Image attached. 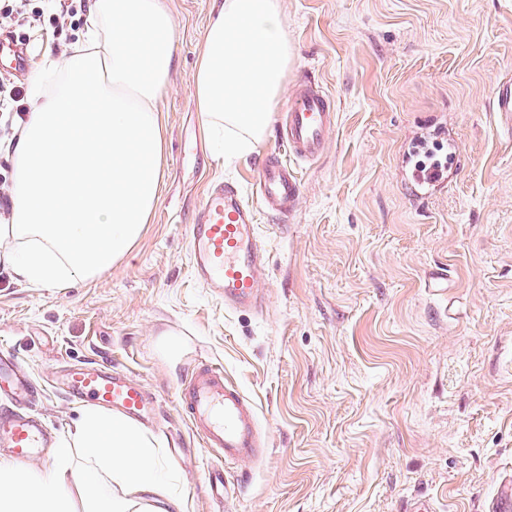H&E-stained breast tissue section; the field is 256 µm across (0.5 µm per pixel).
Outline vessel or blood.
Masks as SVG:
<instances>
[{
    "instance_id": "obj_1",
    "label": "vessel or blood",
    "mask_w": 512,
    "mask_h": 512,
    "mask_svg": "<svg viewBox=\"0 0 512 512\" xmlns=\"http://www.w3.org/2000/svg\"><path fill=\"white\" fill-rule=\"evenodd\" d=\"M492 105L500 119L512 126V83L494 88ZM335 125L336 114L326 91L315 83L298 86L279 132L288 155L268 156L258 166L254 182L258 206L245 203L236 186L221 181L204 197L197 221L188 229L192 268L197 281L223 300L225 309L263 311L261 284L267 264L256 235V209L261 206L280 217L293 211L302 195V182L288 162L320 159ZM58 388L74 402L109 406L139 419L152 418L157 405L142 383L111 366L69 365ZM31 389L21 367L11 358L0 357V390L22 401ZM177 398L195 434L214 453L209 482L214 496L224 499L228 495L225 465L250 462L262 454L256 408L225 381L223 367L209 360L182 382ZM52 442V430L38 420L20 413L0 414V446L8 448L17 463L41 457Z\"/></svg>"
}]
</instances>
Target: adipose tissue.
Here are the masks:
<instances>
[{
  "label": "adipose tissue",
  "instance_id": "adipose-tissue-1",
  "mask_svg": "<svg viewBox=\"0 0 512 512\" xmlns=\"http://www.w3.org/2000/svg\"><path fill=\"white\" fill-rule=\"evenodd\" d=\"M165 0H96L71 54L33 62L35 97L13 149L11 215L0 264L25 283L57 287L111 268L139 238L161 192L164 134L156 109L173 65ZM291 47L278 0H223L204 31L195 98L220 151L243 158L260 144L284 91ZM85 464L74 468L73 449ZM124 495L99 491L102 476ZM186 512L159 441L137 423L86 408L44 472L0 460V512Z\"/></svg>",
  "mask_w": 512,
  "mask_h": 512
}]
</instances>
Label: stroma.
Listing matches in <instances>:
<instances>
[{
    "mask_svg": "<svg viewBox=\"0 0 512 512\" xmlns=\"http://www.w3.org/2000/svg\"><path fill=\"white\" fill-rule=\"evenodd\" d=\"M93 3L74 0L63 31L26 29L0 75L27 86L33 57L63 55ZM166 3L165 166L140 237L108 271L54 288L0 266V350L32 379V413L67 438L84 407L55 392L53 373L108 362L157 398L142 427L188 512H406L419 500L487 512L512 477V130L492 108L495 83L512 78V0H279L293 57L274 111L311 81L337 123L322 157L295 165L293 213L258 212L261 316L225 311L197 282L187 232L214 181L255 202L257 164L282 145L272 126L243 159L211 153L194 74L215 0ZM433 131L469 162L418 200L412 146ZM439 270L443 293L426 286ZM204 358L255 404L266 445L258 462L225 466L235 491L220 505L212 452L176 397Z\"/></svg>",
    "mask_w": 512,
    "mask_h": 512,
    "instance_id": "obj_1",
    "label": "stroma"
}]
</instances>
